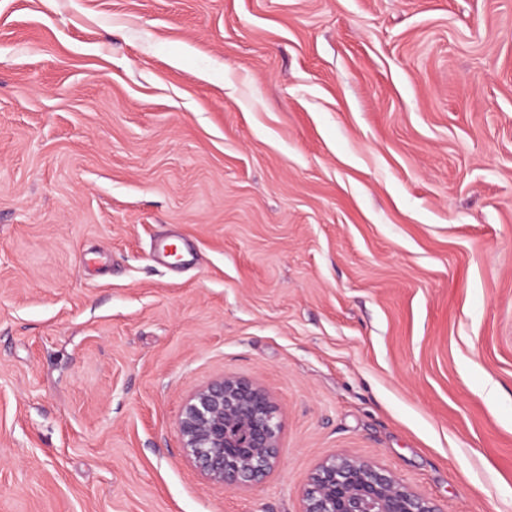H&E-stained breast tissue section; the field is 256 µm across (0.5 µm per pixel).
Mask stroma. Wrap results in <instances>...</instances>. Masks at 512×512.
<instances>
[{
	"label": "stroma",
	"mask_w": 512,
	"mask_h": 512,
	"mask_svg": "<svg viewBox=\"0 0 512 512\" xmlns=\"http://www.w3.org/2000/svg\"><path fill=\"white\" fill-rule=\"evenodd\" d=\"M223 375L281 421L237 490L177 428ZM334 456L512 512V0H0V512Z\"/></svg>",
	"instance_id": "stroma-1"
}]
</instances>
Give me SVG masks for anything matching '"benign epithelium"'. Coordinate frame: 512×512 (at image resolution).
Here are the masks:
<instances>
[{
	"instance_id": "7a95c632",
	"label": "benign epithelium",
	"mask_w": 512,
	"mask_h": 512,
	"mask_svg": "<svg viewBox=\"0 0 512 512\" xmlns=\"http://www.w3.org/2000/svg\"><path fill=\"white\" fill-rule=\"evenodd\" d=\"M184 451L210 482L228 489L264 478L279 461L280 421L270 395L251 381L215 379L185 402L178 420ZM301 512H435L374 464L347 457L321 463Z\"/></svg>"
}]
</instances>
